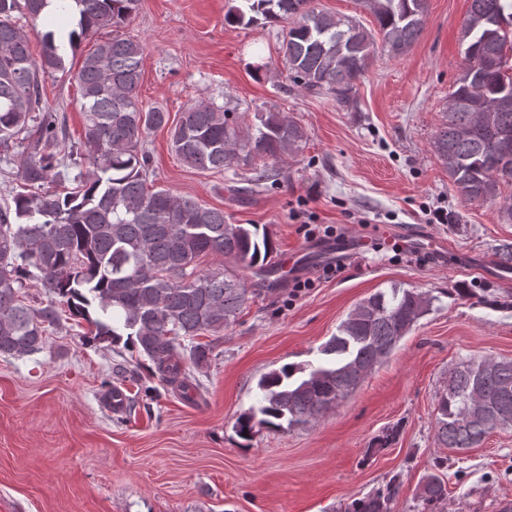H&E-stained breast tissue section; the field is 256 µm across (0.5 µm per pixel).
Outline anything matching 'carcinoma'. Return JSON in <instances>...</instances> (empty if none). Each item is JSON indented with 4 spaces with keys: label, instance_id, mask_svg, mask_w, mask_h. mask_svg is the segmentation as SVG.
<instances>
[{
    "label": "carcinoma",
    "instance_id": "obj_1",
    "mask_svg": "<svg viewBox=\"0 0 512 512\" xmlns=\"http://www.w3.org/2000/svg\"><path fill=\"white\" fill-rule=\"evenodd\" d=\"M74 10L77 28L67 34L75 49L92 31L110 28L72 74L81 94L84 135L68 156L79 168L75 187L51 191L60 176L57 149L66 143L58 114L42 105L40 77L64 68L54 32L43 36L35 60L28 36L14 14L33 19L51 4ZM139 0H0V149L26 144L19 159L22 190L0 207V354L38 352L45 325L59 320L54 304L26 305L21 290L39 272L42 287L62 299L75 320L94 328L93 339L137 348L155 373L184 397L196 388L189 366L207 364L212 347L192 343L215 338L236 323L249 300L245 273L266 281L276 246L257 224H232L224 210L168 190H148L150 156L145 134L167 124L166 113L138 98L144 45L117 34ZM375 17L389 52L404 53L422 30L427 0H361ZM287 22L282 51L293 82L308 91L326 90L342 102L365 70L373 36L350 21L311 6V0H240L224 16L249 24L258 17ZM465 66L448 102L446 119L432 147L448 177L469 200L491 201L500 182H512V0H470L460 33ZM229 114L203 100L182 112L170 130L171 149L199 171L251 165L256 157L279 158L299 146L304 131L280 112L256 115L257 133L241 136ZM224 257V267L198 269L203 255ZM433 297L394 286L360 302L320 350L315 364H286L258 382L259 406L239 417L238 432L260 423L307 424L336 407L411 327L429 311ZM191 341L185 348L183 341ZM436 435L448 448H473L497 429L512 427V360L470 361L449 370L436 403ZM400 474L351 503L344 512H391ZM447 485L430 473L419 498L442 504Z\"/></svg>",
    "mask_w": 512,
    "mask_h": 512
}]
</instances>
